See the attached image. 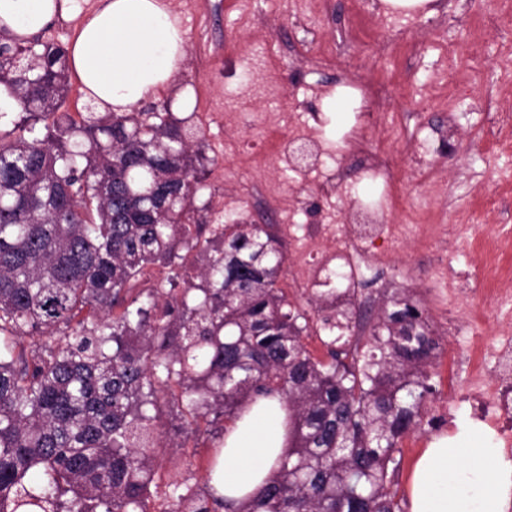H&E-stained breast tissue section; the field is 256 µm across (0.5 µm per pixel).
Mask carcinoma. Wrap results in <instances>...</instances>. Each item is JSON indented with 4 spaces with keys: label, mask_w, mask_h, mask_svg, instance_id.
Here are the masks:
<instances>
[{
    "label": "carcinoma",
    "mask_w": 512,
    "mask_h": 512,
    "mask_svg": "<svg viewBox=\"0 0 512 512\" xmlns=\"http://www.w3.org/2000/svg\"><path fill=\"white\" fill-rule=\"evenodd\" d=\"M67 83L61 46L0 40V86L25 114L0 134V512H151L163 414L189 431L271 394L290 451L238 512H405L400 444L435 392L420 309L397 294L360 314L365 343L328 315L314 357L276 287L272 225L195 217L187 119L166 101L77 125L56 116ZM154 265L172 275L137 289ZM34 334L54 341L6 342ZM165 495L171 512L224 508L179 470Z\"/></svg>",
    "instance_id": "carcinoma-1"
}]
</instances>
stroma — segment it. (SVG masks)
<instances>
[{
	"instance_id": "1",
	"label": "stroma",
	"mask_w": 512,
	"mask_h": 512,
	"mask_svg": "<svg viewBox=\"0 0 512 512\" xmlns=\"http://www.w3.org/2000/svg\"><path fill=\"white\" fill-rule=\"evenodd\" d=\"M231 2L173 0L186 32L181 84L190 91L192 111L261 110L257 91L232 92L241 67H261L270 79L282 76L287 94L277 103L280 112L308 120L324 145L342 153L352 130L361 128L396 171L389 184L365 179L350 160L328 193L303 181L301 173H289L284 191L301 208V221L316 224L340 211L349 224H396L422 210L426 223L448 227L447 252L436 253L433 242L417 239L398 253L372 307L381 312L395 291L411 295L438 343L429 367L436 391L420 428L401 443L396 483L405 490L420 448L448 430L454 412L448 377L461 372L443 272L464 274L471 287L483 291L512 289V236L505 232L512 227V70L505 68L512 62V0H435L430 16L422 10L387 16L380 0H325L322 9L302 18L289 14L282 0H251L265 20L260 30L243 26ZM358 6L377 27L378 40L368 46L347 43L339 66L322 64V43L338 37L344 17ZM447 54L457 65L440 100L427 102L420 89L434 80ZM353 74L385 88L389 111L349 112L332 124L321 101ZM189 125L198 136L203 176L194 206L206 223L281 224V215L272 211L218 209L220 197L259 185L262 174L235 160L238 134L196 116ZM227 427L201 419L196 435L188 437L166 421L158 453L162 468L179 469L191 484L204 487Z\"/></svg>"
}]
</instances>
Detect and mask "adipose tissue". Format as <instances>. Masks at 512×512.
I'll return each instance as SVG.
<instances>
[{"instance_id":"ef3b65f1","label":"adipose tissue","mask_w":512,"mask_h":512,"mask_svg":"<svg viewBox=\"0 0 512 512\" xmlns=\"http://www.w3.org/2000/svg\"><path fill=\"white\" fill-rule=\"evenodd\" d=\"M75 13V0H0V29L30 36ZM185 55L170 0H101L83 16L69 64L99 111L122 113L176 85ZM287 418L279 396H259L226 430L213 485L231 507L258 497L287 455ZM454 424L416 459L410 512H512V458L499 451L495 431L464 412Z\"/></svg>"}]
</instances>
